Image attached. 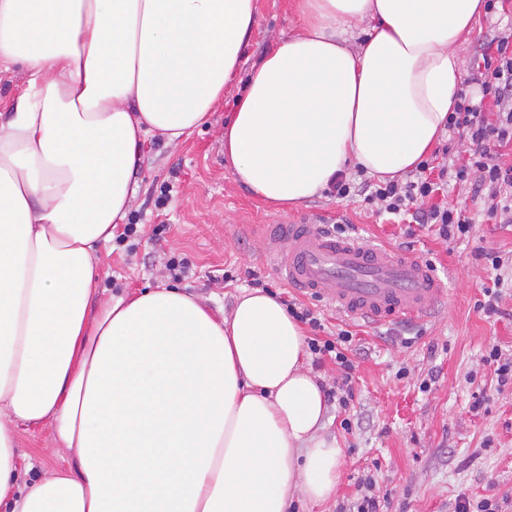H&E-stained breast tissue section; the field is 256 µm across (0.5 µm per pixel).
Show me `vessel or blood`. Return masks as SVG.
Instances as JSON below:
<instances>
[{
    "instance_id": "vessel-or-blood-1",
    "label": "vessel or blood",
    "mask_w": 512,
    "mask_h": 512,
    "mask_svg": "<svg viewBox=\"0 0 512 512\" xmlns=\"http://www.w3.org/2000/svg\"><path fill=\"white\" fill-rule=\"evenodd\" d=\"M261 238L288 286L349 320L420 319L444 293L434 267L420 258L360 237H334L304 219L267 225Z\"/></svg>"
}]
</instances>
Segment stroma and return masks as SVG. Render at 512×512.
Returning a JSON list of instances; mask_svg holds the SVG:
<instances>
[{
    "instance_id": "obj_1",
    "label": "stroma",
    "mask_w": 512,
    "mask_h": 512,
    "mask_svg": "<svg viewBox=\"0 0 512 512\" xmlns=\"http://www.w3.org/2000/svg\"><path fill=\"white\" fill-rule=\"evenodd\" d=\"M302 29L293 0H257V26L246 47L242 71L270 51L271 34L288 38ZM512 29V0L495 15H482L460 56L463 89L478 95L474 60L494 34ZM239 86L224 90L208 125L179 146L149 137L134 175L136 196L126 221L138 225L133 245L110 242L100 252L101 297L123 296L160 283L209 297L215 316L230 311L244 281H225L230 268L254 269L272 281L274 293L287 291L258 237L262 225L286 217L352 224L353 235L389 247L405 241L407 224L372 213L361 198L330 195L299 207L272 211L241 184L222 146ZM167 231L155 234L156 225ZM413 253L432 260L444 296L430 317L411 323L365 324L325 311L328 327L346 325L365 356L352 372L355 398L349 409L331 404L319 432L344 451L336 495L315 505L302 500L291 512H354L357 486L373 480L387 496V512H454L463 498L495 496L500 512H512V386H499L484 361L491 346L512 355V224L479 219L470 238L445 243L416 228ZM509 258L503 270L501 312L489 317L476 307L489 285L477 248ZM186 258L190 269L173 278L170 257ZM429 390H421L424 379ZM350 427H343V420ZM50 427L17 430L23 479L59 464L52 454Z\"/></svg>"
}]
</instances>
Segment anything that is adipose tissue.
I'll return each instance as SVG.
<instances>
[{
    "instance_id": "obj_1",
    "label": "adipose tissue",
    "mask_w": 512,
    "mask_h": 512,
    "mask_svg": "<svg viewBox=\"0 0 512 512\" xmlns=\"http://www.w3.org/2000/svg\"><path fill=\"white\" fill-rule=\"evenodd\" d=\"M301 33L254 64L224 150L280 209L352 168L400 181L446 131L482 0H296ZM256 0H0V507L288 512L336 493L343 451L304 334L275 297L223 321L178 287L96 302L142 145L203 125L238 75ZM362 41H355L354 31ZM67 467L20 483L14 429ZM25 76L18 67L0 72V97L3 101L9 100L13 95L20 92L24 86Z\"/></svg>"
}]
</instances>
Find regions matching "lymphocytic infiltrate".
<instances>
[{
    "mask_svg": "<svg viewBox=\"0 0 512 512\" xmlns=\"http://www.w3.org/2000/svg\"><path fill=\"white\" fill-rule=\"evenodd\" d=\"M475 63L479 72V96L459 93L448 114V137L466 143V155L434 163L422 161L403 182H357L338 173L330 194L344 199L363 197L378 212L393 216L411 214L413 222L434 228L438 238L450 241L467 236L473 224L466 209L453 204H437L433 198L449 184L468 186L472 201L487 205L501 223H512V34L494 36ZM289 314L309 327L307 348L315 365L333 363L342 370L341 381L325 389L328 403L347 407L353 398L350 374L357 354L353 333L347 329L326 332L320 311L296 297L286 299Z\"/></svg>",
    "mask_w": 512,
    "mask_h": 512,
    "instance_id": "f902f5d3",
    "label": "lymphocytic infiltrate"
}]
</instances>
